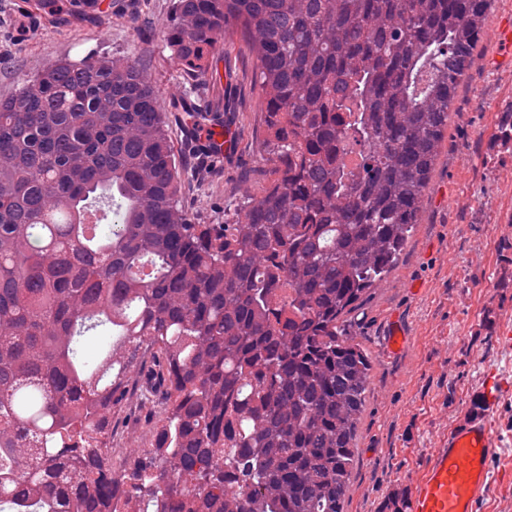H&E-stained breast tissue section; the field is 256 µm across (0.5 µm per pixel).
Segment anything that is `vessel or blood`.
<instances>
[{
  "instance_id": "obj_1",
  "label": "vessel or blood",
  "mask_w": 512,
  "mask_h": 512,
  "mask_svg": "<svg viewBox=\"0 0 512 512\" xmlns=\"http://www.w3.org/2000/svg\"><path fill=\"white\" fill-rule=\"evenodd\" d=\"M206 145L214 156L232 154L238 142L234 126L212 121ZM497 434L487 420L454 426L447 440L432 449L414 483L411 512H481L491 484L490 460Z\"/></svg>"
}]
</instances>
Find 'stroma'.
<instances>
[{"mask_svg": "<svg viewBox=\"0 0 512 512\" xmlns=\"http://www.w3.org/2000/svg\"><path fill=\"white\" fill-rule=\"evenodd\" d=\"M29 0H0V98L14 94L44 65L89 57L138 60L157 92L174 102L186 81L165 32L173 0H103L84 18L31 20ZM512 0H492L480 52L451 107L439 156L424 190L418 224L395 265L348 315L346 327L370 356L372 370L356 428L357 465L344 512H394L449 428L488 418L499 443L490 461L492 486L482 512H512V143L496 138L512 112V54L501 25ZM219 80L201 79L194 97L223 112L239 140L223 159L206 154L198 128L181 113L168 122L178 155L197 173L181 204L198 224L223 223L244 200L259 198L269 164L258 140L263 124L257 57L239 34H228L212 59ZM233 111H225V102ZM409 342H387L393 327ZM138 353L125 401L112 410L115 466L148 450L162 415L140 401L151 365ZM502 385L488 408V375Z\"/></svg>", "mask_w": 512, "mask_h": 512, "instance_id": "1", "label": "stroma"}]
</instances>
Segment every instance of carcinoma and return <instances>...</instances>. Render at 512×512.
Segmentation results:
<instances>
[{
    "label": "carcinoma",
    "mask_w": 512,
    "mask_h": 512,
    "mask_svg": "<svg viewBox=\"0 0 512 512\" xmlns=\"http://www.w3.org/2000/svg\"><path fill=\"white\" fill-rule=\"evenodd\" d=\"M490 4L175 0L191 80L230 30L257 53L273 179L232 224L182 207L138 62L57 61L0 99V512H344L371 370L345 317L418 222ZM97 328L152 353L166 413L116 473L127 363L86 371Z\"/></svg>",
    "instance_id": "1"
}]
</instances>
